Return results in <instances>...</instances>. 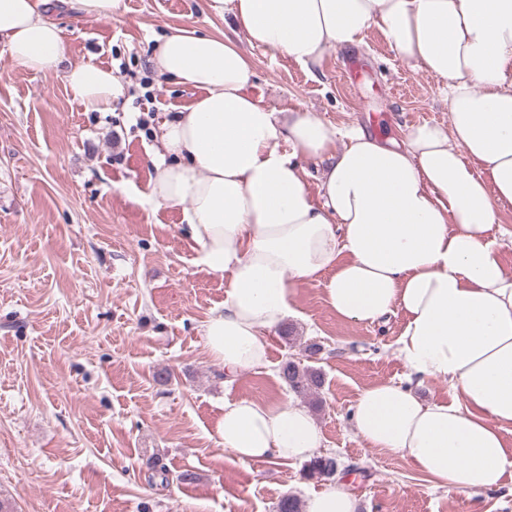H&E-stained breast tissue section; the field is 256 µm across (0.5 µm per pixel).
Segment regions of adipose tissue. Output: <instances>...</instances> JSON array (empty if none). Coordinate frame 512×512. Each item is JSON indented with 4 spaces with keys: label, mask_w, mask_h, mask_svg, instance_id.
<instances>
[{
    "label": "adipose tissue",
    "mask_w": 512,
    "mask_h": 512,
    "mask_svg": "<svg viewBox=\"0 0 512 512\" xmlns=\"http://www.w3.org/2000/svg\"><path fill=\"white\" fill-rule=\"evenodd\" d=\"M52 0H0V46L18 65L56 71L68 52ZM249 45L304 67L379 28L392 50L439 84L448 124L403 142L345 132L308 111L282 114L252 95L255 72L226 35L172 27L154 70L196 99L154 130L146 201L181 208L194 263L225 279L203 323L207 349L233 380L268 362L269 333L294 312L299 284L326 278L347 322L401 311L398 352L417 381L447 382L426 402L384 382L353 406L356 435L405 459L434 487L469 498L512 477V274L496 244L512 204V0H210ZM64 80L86 109L111 111L125 89L97 64ZM319 165L309 186L305 162ZM243 463L304 462L323 436L303 406L225 403L217 425Z\"/></svg>",
    "instance_id": "adipose-tissue-1"
}]
</instances>
